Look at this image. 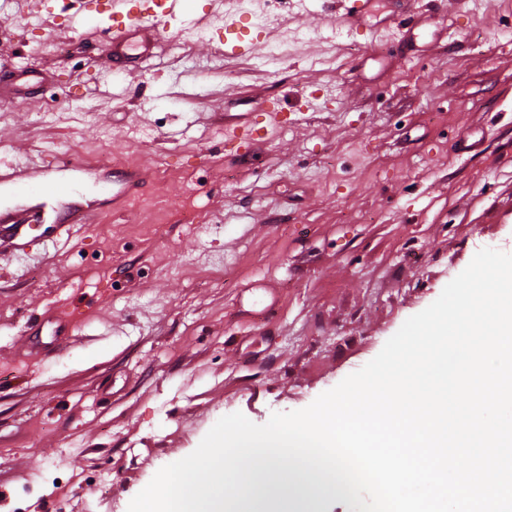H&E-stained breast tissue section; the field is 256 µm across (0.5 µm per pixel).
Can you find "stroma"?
<instances>
[{"label":"stroma","instance_id":"35a3bbf8","mask_svg":"<svg viewBox=\"0 0 512 512\" xmlns=\"http://www.w3.org/2000/svg\"><path fill=\"white\" fill-rule=\"evenodd\" d=\"M190 3L125 74L107 15L0 0V162L72 156L88 192L112 152L148 179L55 239L45 198L0 258V512H128L220 418L306 408L480 249L512 253V0H369L355 33L342 0H271L244 54L234 0ZM64 11L74 32L40 28ZM60 313L41 360L24 328Z\"/></svg>","mask_w":512,"mask_h":512}]
</instances>
